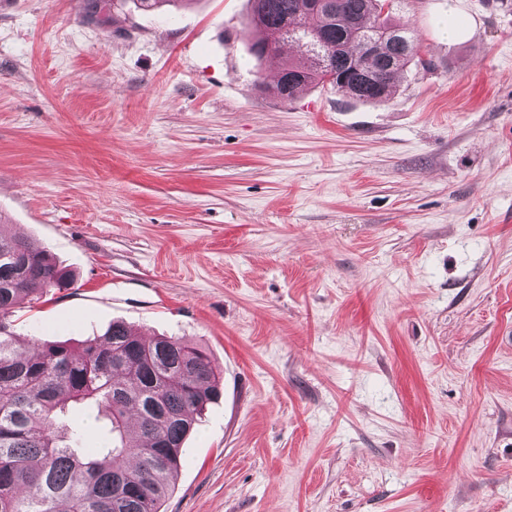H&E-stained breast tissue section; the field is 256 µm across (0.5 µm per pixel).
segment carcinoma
Listing matches in <instances>:
<instances>
[{
  "mask_svg": "<svg viewBox=\"0 0 512 512\" xmlns=\"http://www.w3.org/2000/svg\"><path fill=\"white\" fill-rule=\"evenodd\" d=\"M250 2L254 56L302 49L270 87L283 99L328 83L386 102L414 55L409 25L392 20L398 0ZM376 30L396 38L368 56L354 32ZM73 282L45 249L0 223V512H161L196 416L220 395L218 374L203 349L119 322L76 346L22 342L17 305ZM94 408L101 446L89 451L69 414Z\"/></svg>",
  "mask_w": 512,
  "mask_h": 512,
  "instance_id": "1",
  "label": "carcinoma"
}]
</instances>
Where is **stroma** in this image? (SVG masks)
<instances>
[{
    "mask_svg": "<svg viewBox=\"0 0 512 512\" xmlns=\"http://www.w3.org/2000/svg\"><path fill=\"white\" fill-rule=\"evenodd\" d=\"M249 0H0V213L222 395L162 512H512V0H405L385 103L265 92ZM456 36H449V27Z\"/></svg>",
    "mask_w": 512,
    "mask_h": 512,
    "instance_id": "stroma-1",
    "label": "stroma"
}]
</instances>
